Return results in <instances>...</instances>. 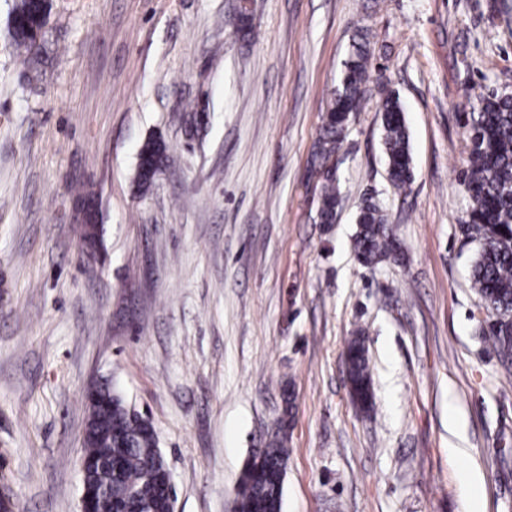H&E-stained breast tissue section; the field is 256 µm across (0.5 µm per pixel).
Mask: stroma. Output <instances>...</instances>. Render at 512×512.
Wrapping results in <instances>:
<instances>
[{"instance_id": "obj_1", "label": "stroma", "mask_w": 512, "mask_h": 512, "mask_svg": "<svg viewBox=\"0 0 512 512\" xmlns=\"http://www.w3.org/2000/svg\"><path fill=\"white\" fill-rule=\"evenodd\" d=\"M0 0V493L81 512L85 399L109 379L157 433L175 512H231L294 395L282 512H512V372L480 333L463 234L470 104L512 95V0H51L37 71ZM370 80L309 175L359 27ZM414 166L394 190L381 99ZM166 145L138 193V152ZM398 260L353 248L367 194ZM94 197L101 240L76 221ZM362 333L374 410L349 394ZM480 483L469 487L466 476ZM381 112V140L389 179L394 187L405 193L414 180V168L405 111L396 91H387Z\"/></svg>"}]
</instances>
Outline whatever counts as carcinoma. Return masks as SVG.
Returning <instances> with one entry per match:
<instances>
[{
    "mask_svg": "<svg viewBox=\"0 0 512 512\" xmlns=\"http://www.w3.org/2000/svg\"><path fill=\"white\" fill-rule=\"evenodd\" d=\"M49 17V4L42 0H16L12 11L16 25L11 37L35 64L41 43H36L26 24ZM370 49L366 35L358 33L345 59L333 98L323 118L313 162L320 195L317 217L333 224L340 203L336 172L328 166L336 153L353 113L360 111L366 95ZM381 140L390 182L406 191L414 180L409 135L398 93L387 91L381 107ZM470 149L463 171L469 207L461 225L467 239L477 243L471 271L475 288L491 320L482 336L497 353L505 369L512 368V96L494 91L472 106ZM166 159L163 142L149 139L139 150L136 188L145 193L155 183ZM353 246L366 267L398 256L401 246L388 225V216L374 197H367L356 217ZM350 395L359 408L373 407L371 374L364 340L352 337L345 348ZM90 416L85 430L83 459L86 482L96 492L97 512H167V498L160 488L170 479L162 464L156 432L128 405L119 392L103 382L88 396ZM258 455L261 472L246 465L238 483L235 512H281L288 450L275 439Z\"/></svg>",
    "mask_w": 512,
    "mask_h": 512,
    "instance_id": "1",
    "label": "carcinoma"
}]
</instances>
